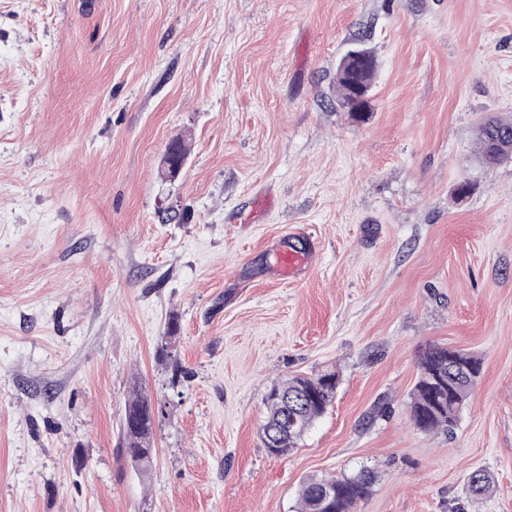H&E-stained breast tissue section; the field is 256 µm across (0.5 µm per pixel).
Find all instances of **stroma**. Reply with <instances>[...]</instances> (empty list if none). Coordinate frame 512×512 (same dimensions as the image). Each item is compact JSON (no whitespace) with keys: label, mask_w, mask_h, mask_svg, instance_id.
<instances>
[{"label":"stroma","mask_w":512,"mask_h":512,"mask_svg":"<svg viewBox=\"0 0 512 512\" xmlns=\"http://www.w3.org/2000/svg\"><path fill=\"white\" fill-rule=\"evenodd\" d=\"M358 45L361 118L336 99ZM489 116L512 117V0H0V512H292L363 465L356 512H512V158L482 163ZM279 246L312 253L299 277ZM431 344L482 361L451 436L410 420ZM325 369L327 413L269 455L265 393ZM136 386L146 474L118 449Z\"/></svg>","instance_id":"obj_1"}]
</instances>
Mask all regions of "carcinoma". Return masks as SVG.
<instances>
[{
  "instance_id": "obj_1",
  "label": "carcinoma",
  "mask_w": 512,
  "mask_h": 512,
  "mask_svg": "<svg viewBox=\"0 0 512 512\" xmlns=\"http://www.w3.org/2000/svg\"><path fill=\"white\" fill-rule=\"evenodd\" d=\"M360 52L367 58V64L357 81L369 88L376 62L368 49L362 48ZM348 80L341 61L336 70V97L342 104L349 97ZM477 141L481 158L488 166L512 157V119L493 117L481 122ZM480 373L481 361L470 352L440 344L425 348L410 402L413 425L423 432L452 435ZM337 384L338 373L326 370L311 376H292L268 390L263 399L265 420L260 435L269 454L283 457L296 448L298 440L333 402ZM151 405L148 394L140 389L133 391L125 404L126 425L121 427L122 451L143 473L153 461ZM293 416L296 423L291 426ZM375 479L376 473L368 467L350 475L309 478L301 484L296 512H353L358 503L370 497ZM466 486L471 496H485L492 488L491 477L480 468L474 469L466 477ZM327 488L334 491L328 510L321 507L322 493Z\"/></svg>"
}]
</instances>
